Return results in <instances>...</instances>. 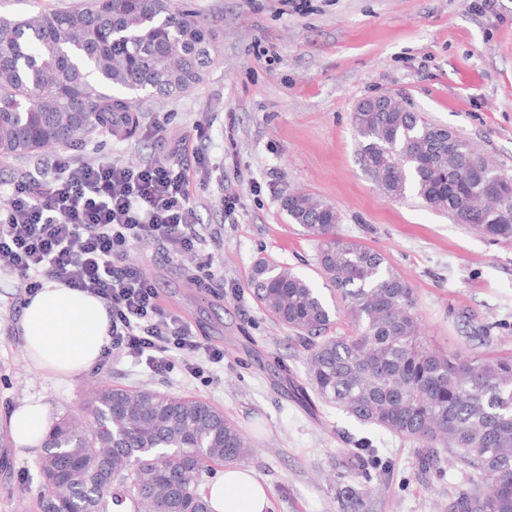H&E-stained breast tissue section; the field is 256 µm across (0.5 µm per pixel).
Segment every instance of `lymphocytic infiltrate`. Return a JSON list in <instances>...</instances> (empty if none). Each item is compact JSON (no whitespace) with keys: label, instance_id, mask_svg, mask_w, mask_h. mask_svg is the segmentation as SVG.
<instances>
[{"label":"lymphocytic infiltrate","instance_id":"1","mask_svg":"<svg viewBox=\"0 0 512 512\" xmlns=\"http://www.w3.org/2000/svg\"><path fill=\"white\" fill-rule=\"evenodd\" d=\"M189 199L184 167L154 162L131 169L57 157L49 177L14 181L0 199V271L17 275L31 295L50 278L99 297L110 316L109 352L170 373L178 367L170 352H195L202 344L123 256L135 242L193 250L205 235ZM206 352L210 363L223 362V351ZM178 368L195 379L205 373L198 363Z\"/></svg>","mask_w":512,"mask_h":512}]
</instances>
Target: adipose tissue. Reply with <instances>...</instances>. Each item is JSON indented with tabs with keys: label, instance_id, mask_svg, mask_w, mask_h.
Returning <instances> with one entry per match:
<instances>
[{
	"label": "adipose tissue",
	"instance_id": "ef3b65f1",
	"mask_svg": "<svg viewBox=\"0 0 512 512\" xmlns=\"http://www.w3.org/2000/svg\"><path fill=\"white\" fill-rule=\"evenodd\" d=\"M109 314L104 302L57 281L45 282L28 296L17 334L39 372L67 379L90 370L108 342ZM50 423L41 404L25 402L11 412L8 425L17 447L33 448L43 440ZM217 512H268L265 485L244 468H227L204 488Z\"/></svg>",
	"mask_w": 512,
	"mask_h": 512
}]
</instances>
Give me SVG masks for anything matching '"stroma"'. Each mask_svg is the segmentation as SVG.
<instances>
[{"mask_svg":"<svg viewBox=\"0 0 512 512\" xmlns=\"http://www.w3.org/2000/svg\"><path fill=\"white\" fill-rule=\"evenodd\" d=\"M177 2L215 33L204 81L177 98H142L134 136L98 131L65 153L128 167L162 156L190 167V204L215 240L178 255L134 244L125 261L203 344L223 349L224 363L210 366L205 382L177 370L158 376L116 355L71 380L40 373L16 333L27 294L17 276L0 274V512L32 510L43 489L39 450L12 440L13 408L38 402L56 421L99 385L146 383L208 401L254 439L245 466L268 486L269 512H446L460 491L479 486L478 473L456 463L426 469L418 444L320 402L305 350L257 304L250 279L270 257L333 299L315 242L282 208L289 192H310L340 212L341 236L383 251L411 282L430 347L470 353L474 328L489 325L491 349H512V242L466 229L415 196L382 194L352 125L361 99L393 94L512 177V0H491L481 14L470 0ZM159 121L163 141L150 135ZM183 139L208 167L178 151ZM229 194L239 198L230 215Z\"/></svg>","mask_w":512,"mask_h":512,"instance_id":"stroma-1","label":"stroma"}]
</instances>
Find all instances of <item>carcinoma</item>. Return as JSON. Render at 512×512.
Returning a JSON list of instances; mask_svg holds the SVG:
<instances>
[{"label":"carcinoma","instance_id":"obj_1","mask_svg":"<svg viewBox=\"0 0 512 512\" xmlns=\"http://www.w3.org/2000/svg\"><path fill=\"white\" fill-rule=\"evenodd\" d=\"M214 33L168 0H88L83 8L0 16V158L68 147L95 130L126 136L139 126L122 89L174 98L196 88L212 62ZM358 154L377 186L494 240L512 241V178L463 135L401 105L353 112ZM284 210L316 242L321 278L349 331L326 332L332 313L308 277L263 260L251 288L260 306L296 335L307 382L322 402L356 421L478 469L485 489L462 492L448 512H512V352L448 357L422 336L416 294L377 249L339 236L341 214L313 194ZM39 512H214L201 472L234 465L253 441L201 399L152 388L103 386L42 442Z\"/></svg>","mask_w":512,"mask_h":512}]
</instances>
